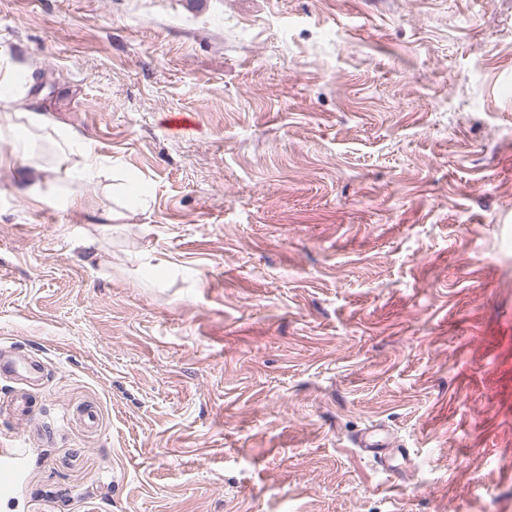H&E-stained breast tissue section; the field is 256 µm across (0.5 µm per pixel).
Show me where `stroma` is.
Returning a JSON list of instances; mask_svg holds the SVG:
<instances>
[{
	"label": "stroma",
	"mask_w": 512,
	"mask_h": 512,
	"mask_svg": "<svg viewBox=\"0 0 512 512\" xmlns=\"http://www.w3.org/2000/svg\"><path fill=\"white\" fill-rule=\"evenodd\" d=\"M0 55L98 165L0 141V512H512V0H0ZM359 446L365 448L376 462H383L388 447L398 448L386 434H381L379 430L370 429L363 432L359 438Z\"/></svg>",
	"instance_id": "stroma-1"
}]
</instances>
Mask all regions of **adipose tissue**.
Returning <instances> with one entry per match:
<instances>
[{
	"label": "adipose tissue",
	"mask_w": 512,
	"mask_h": 512,
	"mask_svg": "<svg viewBox=\"0 0 512 512\" xmlns=\"http://www.w3.org/2000/svg\"><path fill=\"white\" fill-rule=\"evenodd\" d=\"M21 67L8 59L0 58V140L9 142L16 160L27 167L31 178L25 190L34 201L43 200L46 192L39 176L46 164L63 165L71 156H80L83 164L73 170V178L89 179L95 176L97 164L85 144L73 142L68 136L55 141L50 161H43L34 150L35 139L43 130V123L31 116L27 107L31 84L20 77Z\"/></svg>",
	"instance_id": "ef3b65f1"
}]
</instances>
